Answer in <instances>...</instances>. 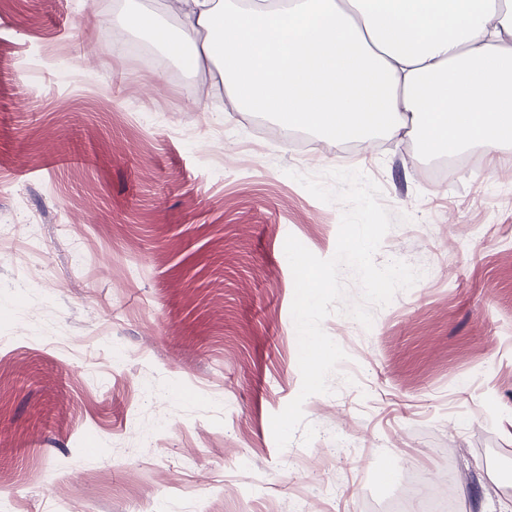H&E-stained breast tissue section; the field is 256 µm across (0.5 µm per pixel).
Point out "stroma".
<instances>
[{
	"mask_svg": "<svg viewBox=\"0 0 512 512\" xmlns=\"http://www.w3.org/2000/svg\"><path fill=\"white\" fill-rule=\"evenodd\" d=\"M166 0H0V512H512V150L368 152L239 112L219 66L116 51ZM355 168L392 215L377 264L419 270L325 332L356 357L306 399L284 251L336 250L342 205L292 179Z\"/></svg>",
	"mask_w": 512,
	"mask_h": 512,
	"instance_id": "35a3bbf8",
	"label": "stroma"
}]
</instances>
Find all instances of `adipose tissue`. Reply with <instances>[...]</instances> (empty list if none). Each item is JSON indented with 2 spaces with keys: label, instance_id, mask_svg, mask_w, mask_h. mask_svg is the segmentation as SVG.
I'll list each match as a JSON object with an SVG mask.
<instances>
[{
  "label": "adipose tissue",
  "instance_id": "ef3b65f1",
  "mask_svg": "<svg viewBox=\"0 0 512 512\" xmlns=\"http://www.w3.org/2000/svg\"><path fill=\"white\" fill-rule=\"evenodd\" d=\"M178 17L150 33L188 67L218 58L241 111L361 145L410 135L427 159L512 148V0H178Z\"/></svg>",
  "mask_w": 512,
  "mask_h": 512
}]
</instances>
